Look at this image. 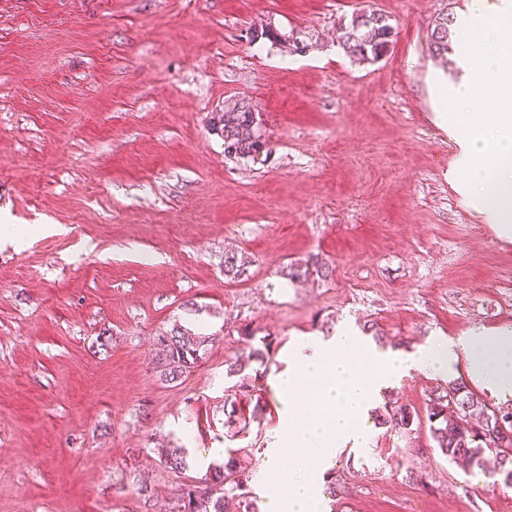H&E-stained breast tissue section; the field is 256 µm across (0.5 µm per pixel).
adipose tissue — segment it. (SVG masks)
I'll use <instances>...</instances> for the list:
<instances>
[{"instance_id": "adipose-tissue-1", "label": "adipose tissue", "mask_w": 512, "mask_h": 512, "mask_svg": "<svg viewBox=\"0 0 512 512\" xmlns=\"http://www.w3.org/2000/svg\"><path fill=\"white\" fill-rule=\"evenodd\" d=\"M461 365L486 393L512 400V328L473 330L409 353L368 345L346 330L295 348L276 378L280 436L257 469L263 479L283 469L289 477L265 512H322L327 473L346 448L367 445L364 417L381 391L412 372L451 378Z\"/></svg>"}]
</instances>
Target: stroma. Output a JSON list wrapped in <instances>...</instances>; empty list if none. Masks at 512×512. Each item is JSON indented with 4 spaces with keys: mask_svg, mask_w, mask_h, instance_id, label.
Listing matches in <instances>:
<instances>
[{
    "mask_svg": "<svg viewBox=\"0 0 512 512\" xmlns=\"http://www.w3.org/2000/svg\"><path fill=\"white\" fill-rule=\"evenodd\" d=\"M473 3L0 0V512H176L216 449L259 465L296 344L346 329L415 351L512 327V238L463 198L432 92L474 79ZM362 9L396 32L374 61L339 43ZM266 25L306 52L252 40ZM242 98L269 142L255 162L209 129ZM230 250L248 262L232 281ZM311 260L328 276L291 278ZM177 324L212 341L167 382L153 357ZM254 336L273 340L266 415L237 434L225 362ZM441 382L415 373L381 399L422 417ZM366 425L368 451L331 472L343 512H512V485L448 461L427 425ZM167 443L186 468L161 462ZM453 23V17L448 15L438 17L430 37V48L433 53L444 56L448 53L450 26Z\"/></svg>",
    "mask_w": 512,
    "mask_h": 512,
    "instance_id": "35a3bbf8",
    "label": "stroma"
}]
</instances>
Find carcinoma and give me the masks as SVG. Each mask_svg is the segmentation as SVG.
Segmentation results:
<instances>
[{"mask_svg": "<svg viewBox=\"0 0 512 512\" xmlns=\"http://www.w3.org/2000/svg\"><path fill=\"white\" fill-rule=\"evenodd\" d=\"M453 18L442 16L434 24L430 37L431 51L448 53L450 26ZM393 26L373 18V12L362 10L351 22L341 26L344 50L361 61H373L389 51L394 41ZM253 104L245 99L229 101L224 111L211 117L210 130L224 140V154L237 160L256 161L263 156L267 141L255 123ZM245 265L235 251L224 253V276L237 278ZM211 337L193 333L181 325L157 338L160 346L155 369L167 381H175L198 366ZM249 363L235 360L228 364L227 375L240 377V396L227 398L229 418L242 421L240 430L263 419L265 405L254 398V386L247 383ZM427 423L431 438L448 460H464L500 476L512 471V409L489 402L464 381L453 380L432 389L427 402ZM381 424L397 433L411 434L414 413L407 407L387 409L380 414ZM157 453L172 469L187 467L185 449L162 447ZM248 465L230 456L223 463L208 466L201 477L191 478L180 490L178 512H258L256 497L246 490Z\"/></svg>", "mask_w": 512, "mask_h": 512, "instance_id": "cac0c4a2", "label": "carcinoma"}]
</instances>
